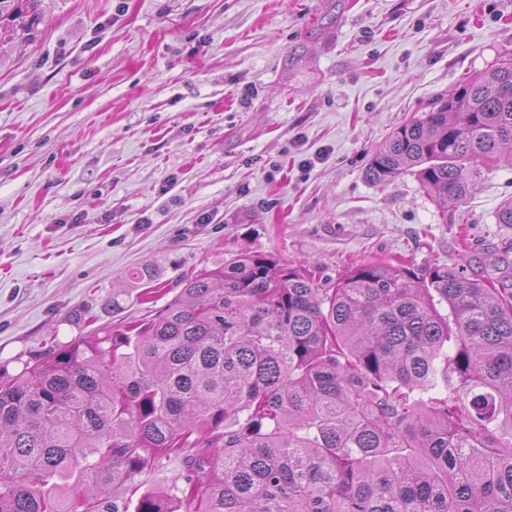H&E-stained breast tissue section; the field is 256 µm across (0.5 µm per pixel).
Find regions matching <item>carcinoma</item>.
I'll list each match as a JSON object with an SVG mask.
<instances>
[{
  "label": "carcinoma",
  "instance_id": "carcinoma-1",
  "mask_svg": "<svg viewBox=\"0 0 512 512\" xmlns=\"http://www.w3.org/2000/svg\"><path fill=\"white\" fill-rule=\"evenodd\" d=\"M512 166V58L395 128L446 224ZM495 278L242 252L0 373V512H512V241ZM178 465L168 489L142 487Z\"/></svg>",
  "mask_w": 512,
  "mask_h": 512
}]
</instances>
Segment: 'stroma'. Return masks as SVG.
Returning <instances> with one entry per match:
<instances>
[{
	"instance_id": "stroma-1",
	"label": "stroma",
	"mask_w": 512,
	"mask_h": 512,
	"mask_svg": "<svg viewBox=\"0 0 512 512\" xmlns=\"http://www.w3.org/2000/svg\"><path fill=\"white\" fill-rule=\"evenodd\" d=\"M512 55V0H13L0 11V372L242 252L493 270L512 168L443 223L372 150ZM480 240L475 251L470 241ZM149 266L151 287L128 279Z\"/></svg>"
}]
</instances>
